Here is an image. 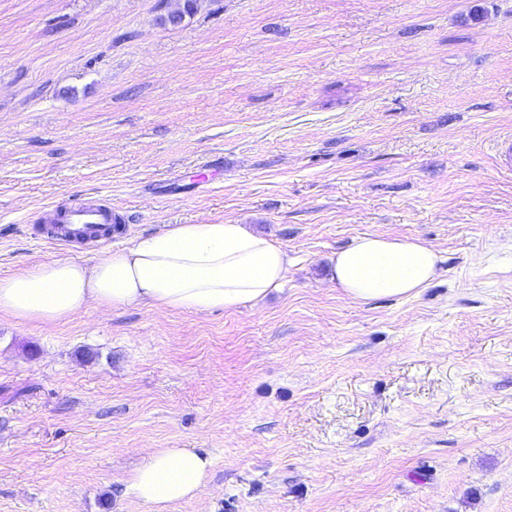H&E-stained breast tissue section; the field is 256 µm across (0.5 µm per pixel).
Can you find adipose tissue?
<instances>
[{
	"mask_svg": "<svg viewBox=\"0 0 512 512\" xmlns=\"http://www.w3.org/2000/svg\"><path fill=\"white\" fill-rule=\"evenodd\" d=\"M441 256L418 239L357 237L337 252L331 279L357 301L419 294L438 274ZM281 247L244 225L173 224L130 246L100 252L92 263L58 256L0 280V311L20 321L79 317L92 304L207 311L255 305L288 278ZM211 459L191 448H162L128 479L129 493L166 512L202 492Z\"/></svg>",
	"mask_w": 512,
	"mask_h": 512,
	"instance_id": "adipose-tissue-1",
	"label": "adipose tissue"
}]
</instances>
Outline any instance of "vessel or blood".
<instances>
[{
    "mask_svg": "<svg viewBox=\"0 0 512 512\" xmlns=\"http://www.w3.org/2000/svg\"><path fill=\"white\" fill-rule=\"evenodd\" d=\"M119 219L112 209L80 203L54 212L46 230L49 241L59 244L111 240L118 233Z\"/></svg>",
    "mask_w": 512,
    "mask_h": 512,
    "instance_id": "obj_1",
    "label": "vessel or blood"
}]
</instances>
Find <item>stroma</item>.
I'll list each match as a JSON object with an SVG mask.
<instances>
[{
    "mask_svg": "<svg viewBox=\"0 0 512 512\" xmlns=\"http://www.w3.org/2000/svg\"><path fill=\"white\" fill-rule=\"evenodd\" d=\"M0 0V278L97 244L246 225L294 261L251 307L0 312V512H150L159 448L213 460L168 512H512V0ZM378 234L417 296L329 279ZM119 218L112 209L91 203H80L54 212L46 229L49 241L59 244L112 240L119 234ZM441 256L418 239L367 234L336 253L331 280L357 301L419 294L438 274Z\"/></svg>",
    "mask_w": 512,
    "mask_h": 512,
    "instance_id": "stroma-1",
    "label": "stroma"
}]
</instances>
